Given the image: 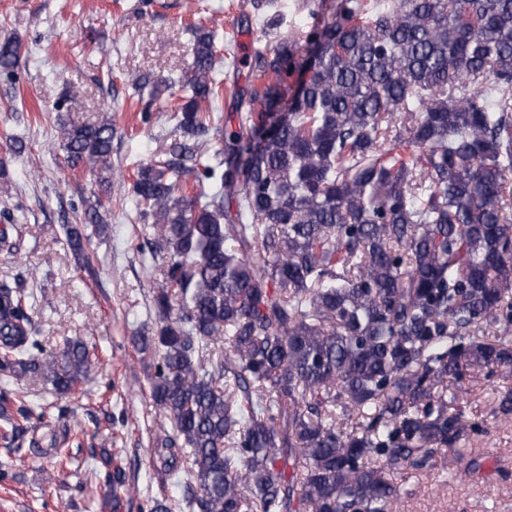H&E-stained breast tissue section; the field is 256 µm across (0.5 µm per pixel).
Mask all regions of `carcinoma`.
Instances as JSON below:
<instances>
[{
    "instance_id": "obj_1",
    "label": "carcinoma",
    "mask_w": 512,
    "mask_h": 512,
    "mask_svg": "<svg viewBox=\"0 0 512 512\" xmlns=\"http://www.w3.org/2000/svg\"><path fill=\"white\" fill-rule=\"evenodd\" d=\"M20 53L1 42L0 72ZM214 56L196 28L172 120L214 130L223 159L176 140L133 183L141 247L162 262L159 326L133 340L173 428L159 471L192 512H392L388 470L434 469L476 429L448 379L512 366L481 334L512 333V0H341L254 51L230 126L200 108L223 94ZM114 135L110 118L61 125L66 164L110 169ZM85 205L65 228L83 267L88 225L107 229L102 200ZM30 297L0 285V375L68 395L89 351L44 352ZM106 464L101 512H118L126 477Z\"/></svg>"
}]
</instances>
